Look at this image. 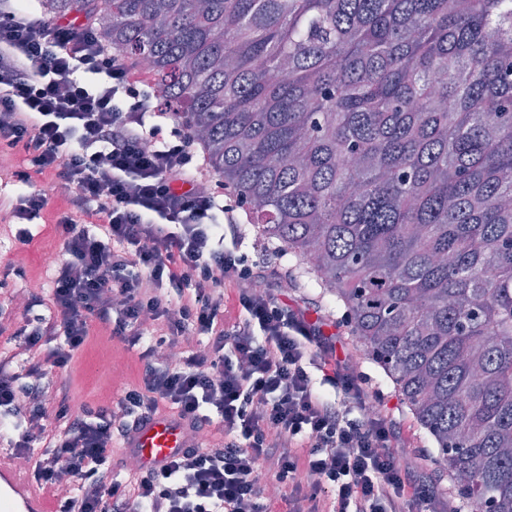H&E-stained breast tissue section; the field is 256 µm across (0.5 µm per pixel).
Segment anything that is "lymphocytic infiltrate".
I'll list each match as a JSON object with an SVG mask.
<instances>
[{
  "mask_svg": "<svg viewBox=\"0 0 512 512\" xmlns=\"http://www.w3.org/2000/svg\"><path fill=\"white\" fill-rule=\"evenodd\" d=\"M141 70L99 42L91 16L0 0V148L22 149L15 177L29 187L0 198V213L45 208L37 175L73 191L54 226L64 258L50 295L28 297L34 326L0 348V437L49 494L70 477L59 512H461L401 419L380 410L342 319L292 299L272 254L241 252L244 201L207 189L185 114ZM97 324L139 348L136 383L116 407L76 415L69 381L49 375ZM163 409L220 432L223 447L119 479L114 419Z\"/></svg>",
  "mask_w": 512,
  "mask_h": 512,
  "instance_id": "f902f5d3",
  "label": "lymphocytic infiltrate"
}]
</instances>
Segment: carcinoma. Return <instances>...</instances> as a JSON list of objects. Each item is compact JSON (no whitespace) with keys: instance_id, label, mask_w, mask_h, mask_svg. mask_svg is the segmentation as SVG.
Wrapping results in <instances>:
<instances>
[{"instance_id":"carcinoma-1","label":"carcinoma","mask_w":512,"mask_h":512,"mask_svg":"<svg viewBox=\"0 0 512 512\" xmlns=\"http://www.w3.org/2000/svg\"><path fill=\"white\" fill-rule=\"evenodd\" d=\"M305 265L455 489L512 512V0H48ZM283 72L273 80L272 72Z\"/></svg>"}]
</instances>
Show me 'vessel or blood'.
<instances>
[{
	"mask_svg": "<svg viewBox=\"0 0 512 512\" xmlns=\"http://www.w3.org/2000/svg\"><path fill=\"white\" fill-rule=\"evenodd\" d=\"M191 442L192 433L181 421L156 415L124 438L122 445L135 449L145 467L158 468ZM0 512H52L31 472L18 469L4 454L0 455Z\"/></svg>",
	"mask_w": 512,
	"mask_h": 512,
	"instance_id": "vessel-or-blood-1",
	"label": "vessel or blood"
}]
</instances>
